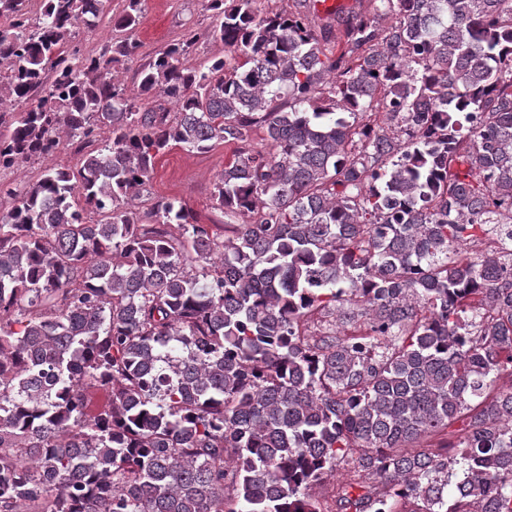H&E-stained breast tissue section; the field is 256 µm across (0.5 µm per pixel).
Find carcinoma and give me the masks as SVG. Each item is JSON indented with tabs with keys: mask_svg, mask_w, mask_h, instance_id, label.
<instances>
[{
	"mask_svg": "<svg viewBox=\"0 0 512 512\" xmlns=\"http://www.w3.org/2000/svg\"><path fill=\"white\" fill-rule=\"evenodd\" d=\"M143 2L0 0V169L92 147L0 190V512H512V0H207L129 92ZM217 143L224 223L132 208ZM108 1L111 2L107 4V15L99 25L95 29L83 28L76 33L74 45H77L84 55H95L111 34H116L115 31H112L110 17H112V19L113 17H117L121 13L125 2L124 0ZM355 465L352 460H347L340 463L336 468L335 477L323 486L317 487L314 490L315 496L321 501H327L332 504V498L335 494L336 486L344 483L355 475Z\"/></svg>",
	"mask_w": 512,
	"mask_h": 512,
	"instance_id": "cac0c4a2",
	"label": "carcinoma"
}]
</instances>
